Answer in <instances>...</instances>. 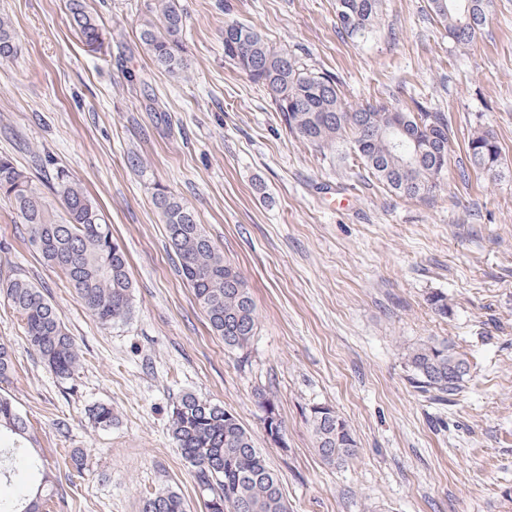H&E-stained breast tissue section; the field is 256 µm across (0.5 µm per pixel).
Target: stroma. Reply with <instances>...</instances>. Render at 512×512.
<instances>
[{"label":"stroma","mask_w":512,"mask_h":512,"mask_svg":"<svg viewBox=\"0 0 512 512\" xmlns=\"http://www.w3.org/2000/svg\"><path fill=\"white\" fill-rule=\"evenodd\" d=\"M153 2L88 0L108 43L91 54L67 0H0L21 45L0 64V154L37 181L67 168L111 224L135 285L130 318L101 326L0 199V272L49 296L82 356L72 378L56 377L0 294V342L14 360L0 390L33 424L54 477L46 512H140L167 487L205 512L209 494L170 431L186 392L251 433L288 512H512V0H493L465 47L428 0H382V24L364 39L341 29L336 0H181V78L141 47ZM231 21L332 75L349 104L417 100L447 113L444 186L407 199L370 179L349 142L326 156L296 140L267 92L225 61ZM478 130L502 146L501 180L469 165ZM157 186L195 209L247 278L260 315L247 349L227 352L211 331L153 205ZM435 293L448 316L431 308ZM428 338L470 363L452 401L417 387L406 365ZM265 399L281 442L266 434ZM101 403L114 416L105 430L87 415ZM318 403L355 435L345 464L315 447Z\"/></svg>","instance_id":"obj_1"}]
</instances>
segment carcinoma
Wrapping results in <instances>:
<instances>
[{"label": "carcinoma", "instance_id": "cac0c4a2", "mask_svg": "<svg viewBox=\"0 0 512 512\" xmlns=\"http://www.w3.org/2000/svg\"><path fill=\"white\" fill-rule=\"evenodd\" d=\"M429 6L448 37L468 45L487 20L491 0H429ZM71 25L92 51L102 49L105 32L99 15L87 10L84 0H70ZM341 29L365 38L380 25V0H336ZM186 17L179 0H155L152 16L141 24L140 43L145 53L173 77L187 72L184 55ZM21 47L10 22L0 18V63L15 59ZM224 58L266 89L286 129L298 141L321 153L335 152L345 133L352 136L354 152L379 183L405 198L425 197L440 187L452 148L448 115L419 104L414 109L384 104L352 106L341 97L331 75L317 72L300 58L269 47L251 27L235 24L224 40ZM398 124L418 142L419 164L403 169L392 141L365 139L358 123ZM467 153L474 168L491 179L500 177L501 147L490 131L468 140ZM54 199L38 186L31 173L13 158L0 155V198L7 200L26 224L28 242L43 261L60 270L75 288L87 310L103 326L128 319L132 313L133 283L123 249L112 238L96 202L71 173L55 169L46 178ZM153 204L162 216L170 247L183 277L214 333L229 350L246 348L259 323L257 307L244 275L224 260L194 210L175 194L159 189ZM5 295L23 324L33 352L60 379H70L79 366L76 343L58 308L23 274L0 277ZM414 380L449 401L462 389L469 374L467 358L443 340H427L406 353ZM13 372L10 347L0 343V384ZM89 415L95 426H112V407L94 405ZM312 431L320 454L330 464H342L357 453V441L346 422L329 405L311 409ZM173 439L182 456L196 469L199 485L210 492L208 512H288L277 476L268 468L249 431L223 407L192 393L183 394L170 417ZM8 439L10 468L22 462L36 466L38 451L29 420L13 401L0 393V438ZM46 482L16 501L0 499V512H42ZM141 512H187L185 500L163 489L143 501Z\"/></svg>", "mask_w": 512, "mask_h": 512}]
</instances>
